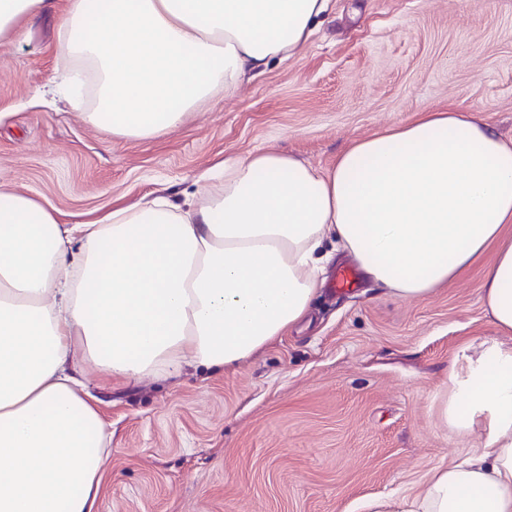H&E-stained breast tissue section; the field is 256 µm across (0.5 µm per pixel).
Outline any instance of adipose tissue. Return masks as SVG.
I'll use <instances>...</instances> for the list:
<instances>
[{
    "instance_id": "1",
    "label": "adipose tissue",
    "mask_w": 512,
    "mask_h": 512,
    "mask_svg": "<svg viewBox=\"0 0 512 512\" xmlns=\"http://www.w3.org/2000/svg\"><path fill=\"white\" fill-rule=\"evenodd\" d=\"M332 0H69L54 43L88 123L153 139L217 93L299 55ZM50 0H0L21 44ZM182 207L157 197L66 224L0 182V512H99L112 429L85 383L239 366L308 318L334 240L396 298L433 295L486 251L495 332L450 371L441 415L473 455L373 512H512V140L468 112L428 111L355 141L323 169L273 149L225 162Z\"/></svg>"
}]
</instances>
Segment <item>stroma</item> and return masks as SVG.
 <instances>
[{"label":"stroma","instance_id":"obj_1","mask_svg":"<svg viewBox=\"0 0 512 512\" xmlns=\"http://www.w3.org/2000/svg\"><path fill=\"white\" fill-rule=\"evenodd\" d=\"M51 19L0 44V178L88 221L183 203L224 158L281 149L327 168L353 141L448 107L512 139V0H333L300 56L151 140L113 141L49 90ZM492 334L477 274L425 299L322 285L308 323L240 367L100 391L112 425L101 512H365L468 456L439 418L448 366Z\"/></svg>","mask_w":512,"mask_h":512}]
</instances>
